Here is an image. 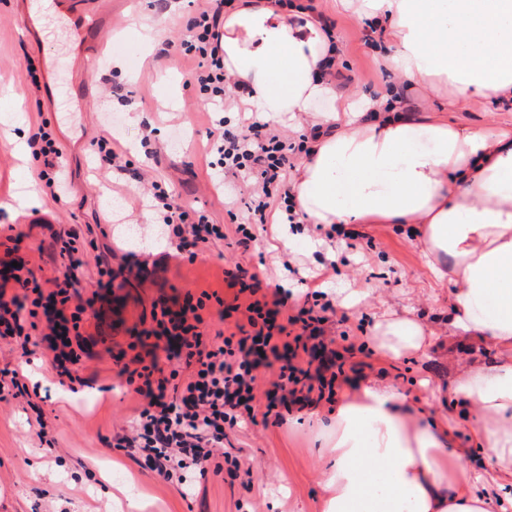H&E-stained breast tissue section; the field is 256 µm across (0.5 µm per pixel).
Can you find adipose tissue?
<instances>
[{
	"label": "adipose tissue",
	"instance_id": "1",
	"mask_svg": "<svg viewBox=\"0 0 512 512\" xmlns=\"http://www.w3.org/2000/svg\"><path fill=\"white\" fill-rule=\"evenodd\" d=\"M380 28L381 63L451 91L449 105L512 106V0H336ZM224 72L260 121L321 127L289 178L301 222L411 224L432 282L448 291V335L490 343L465 360L452 408L473 425L459 447L435 392L407 398L361 380L330 414L323 512H512V129L399 112L392 92L356 107L336 93L338 46L295 0H237L225 11ZM335 107L315 111L322 100ZM415 318L375 317L365 346L387 361L422 353Z\"/></svg>",
	"mask_w": 512,
	"mask_h": 512
}]
</instances>
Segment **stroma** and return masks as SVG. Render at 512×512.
<instances>
[{"label":"stroma","instance_id":"35a3bbf8","mask_svg":"<svg viewBox=\"0 0 512 512\" xmlns=\"http://www.w3.org/2000/svg\"><path fill=\"white\" fill-rule=\"evenodd\" d=\"M23 0H0V115L12 110L9 91L23 93V123L16 137L31 141L41 121H48L68 161L69 194L53 202L36 178L34 158L18 159L0 135V227L14 225L21 232L17 255L29 260L39 281L64 271L56 232L70 230L82 239H94L80 276L83 297L96 290L97 264L113 268L146 257L113 228L115 217L155 236V217L143 204L141 180L158 182L175 200L201 208L215 224L246 219V211L229 216L224 207L227 189L246 193L245 184L226 177L223 187L210 181L207 143L213 129L208 103L199 90L187 84L194 64L181 52L183 21L197 8L195 0H177L180 18L165 24L164 36L154 50L132 33L142 17L161 19L159 0H112L109 36H122L120 66H113L110 51H103L95 69H87L78 49V36L66 23L42 27L32 35L23 19ZM333 28L342 47L336 70V89L356 103L378 98L397 87L405 112L414 116L444 113L448 96L420 82H401L380 67L373 46L375 35L368 21L338 15L326 0H309ZM56 59L63 80L90 76L101 81L109 99L110 120L93 122L91 103H65L53 109L44 89L31 86L26 65L35 62L46 75L49 59ZM139 122H131V112ZM110 137L127 149L131 164L126 170L97 171L92 149ZM359 237L310 248L302 243L284 244L279 228L254 226L248 247L221 242L199 254L195 261L176 259L160 264L146 281H115L124 316L112 322L89 318L84 325L88 354L79 393H70L48 371V351L31 357L30 368L39 375V395L0 403V512H322L319 484L325 426L331 403L320 401L300 412L285 415L279 425H247L231 433L242 466L236 477L207 475L192 495L183 485L166 481L141 468L126 451L116 449L118 436L129 433L130 419L139 406L136 395L126 393L118 372L136 355L131 344L135 331L149 320L152 305L184 293H212L204 313L211 331L224 328L223 302L235 291L228 276L237 269H264L262 288H287L301 299L307 287L350 286L370 289L362 309L337 308L325 323V334L356 345L347 363L367 362L364 377L384 378L406 395H416L413 379L428 378L447 389L455 379L453 355L474 353L490 362L496 350L488 344L446 337L447 289L431 288L410 230L393 224L359 225ZM405 311L430 325L437 333L434 345L422 355H412L396 366H387L376 355L361 351L368 314ZM47 422L54 447L41 443L36 416Z\"/></svg>","mask_w":512,"mask_h":512}]
</instances>
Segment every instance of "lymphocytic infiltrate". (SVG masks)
Listing matches in <instances>:
<instances>
[{
  "instance_id": "lymphocytic-infiltrate-1",
  "label": "lymphocytic infiltrate",
  "mask_w": 512,
  "mask_h": 512,
  "mask_svg": "<svg viewBox=\"0 0 512 512\" xmlns=\"http://www.w3.org/2000/svg\"><path fill=\"white\" fill-rule=\"evenodd\" d=\"M231 2L200 0L181 41L184 53L198 60L188 79L207 96L215 114L224 110L227 78L221 38L224 8ZM34 139L40 144L37 178L54 201H61L66 192L63 152L49 131L38 130ZM210 152L215 180L229 172L248 186V198L232 195L227 201L228 209L246 208V222L231 231L210 223L202 210L177 203L158 185L146 197L149 209L176 238L180 256L190 261L231 234L238 245H248L253 226L267 224L273 192L286 187L293 167L294 148L287 138L257 121L239 133L219 132ZM56 239L65 272L52 287H42L27 262L0 265V341L13 343L25 357L37 347H47L58 378L75 383L86 352L81 327L95 300L82 298L77 289L83 244L71 231L57 233ZM241 290L250 295L249 304L224 307L225 318L232 319L239 311L245 316L244 321H235L232 333L208 335L203 316L210 299L206 292L160 302L151 312L149 327L137 331V338L152 337L173 346L175 359L192 368L184 377L154 357L134 369H122L126 387L144 402L131 435L119 437L116 446L138 457L142 468L182 483L226 467L238 470V457L224 448L229 429L278 416L283 407H305L317 395L335 399L337 389L351 384V377L336 370L334 363L315 362L317 350L326 346L321 315L333 308L322 291H309V304L294 305L290 293L280 287L269 301L257 299L253 285L242 284ZM263 368L276 369L277 381L260 398L256 388ZM219 454L224 457L220 465L215 462Z\"/></svg>"
}]
</instances>
